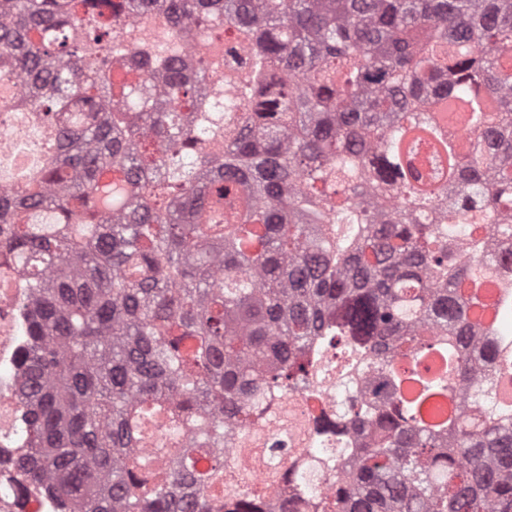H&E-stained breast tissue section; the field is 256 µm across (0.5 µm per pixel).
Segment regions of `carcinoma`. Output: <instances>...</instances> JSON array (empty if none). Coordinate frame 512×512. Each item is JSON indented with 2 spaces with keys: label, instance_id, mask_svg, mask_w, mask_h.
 I'll use <instances>...</instances> for the list:
<instances>
[{
  "label": "carcinoma",
  "instance_id": "1",
  "mask_svg": "<svg viewBox=\"0 0 512 512\" xmlns=\"http://www.w3.org/2000/svg\"><path fill=\"white\" fill-rule=\"evenodd\" d=\"M151 13L253 52L196 70L128 36ZM507 59L512 0H0V82L55 130L30 189L0 193V258L44 261L11 506L512 512V342L472 289L512 264ZM442 103L471 134L422 189L402 145ZM292 393L328 400L293 419L304 450L240 490L233 437L263 461Z\"/></svg>",
  "mask_w": 512,
  "mask_h": 512
}]
</instances>
